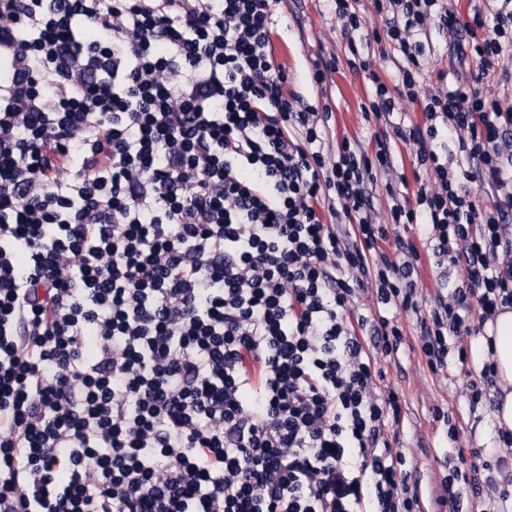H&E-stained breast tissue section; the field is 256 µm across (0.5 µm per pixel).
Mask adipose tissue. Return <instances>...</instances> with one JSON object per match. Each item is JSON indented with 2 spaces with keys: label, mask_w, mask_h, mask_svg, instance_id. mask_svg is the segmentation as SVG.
<instances>
[{
  "label": "adipose tissue",
  "mask_w": 512,
  "mask_h": 512,
  "mask_svg": "<svg viewBox=\"0 0 512 512\" xmlns=\"http://www.w3.org/2000/svg\"><path fill=\"white\" fill-rule=\"evenodd\" d=\"M491 336L479 339L474 350L475 364L493 362L502 395L494 414L497 426L512 432V310L498 315Z\"/></svg>",
  "instance_id": "1"
}]
</instances>
